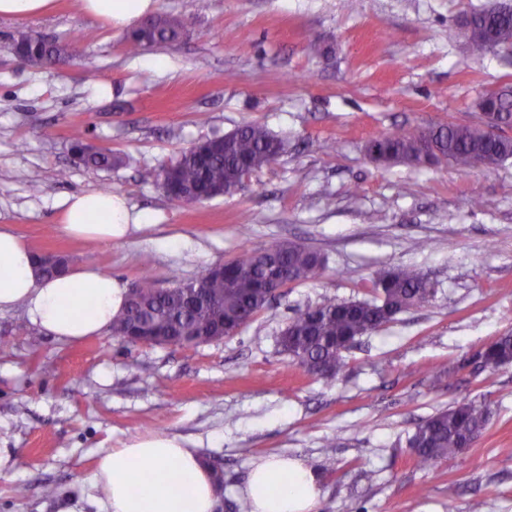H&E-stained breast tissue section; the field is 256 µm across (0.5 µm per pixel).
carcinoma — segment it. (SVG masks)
Segmentation results:
<instances>
[{"label":"carcinoma","mask_w":512,"mask_h":512,"mask_svg":"<svg viewBox=\"0 0 512 512\" xmlns=\"http://www.w3.org/2000/svg\"><path fill=\"white\" fill-rule=\"evenodd\" d=\"M476 32L468 40L475 56L512 50V11L498 8L471 12ZM182 21L166 19V26L150 32L138 28L126 38L128 50L137 53L174 40ZM21 54L28 60L59 58L68 54L57 41H27ZM505 120H512V91H487ZM379 155H393L419 166V155L446 158L460 167L494 168L512 158V138L490 137L479 124L449 123L425 129L401 127L373 138ZM286 148L285 141L261 124H245L231 133L199 141L173 162L143 173L173 200L200 203L218 192L230 194L244 188L243 178L269 164ZM73 157L84 165L110 169L126 159L110 150L89 146L80 129L70 138ZM325 266L318 252L284 241L269 247L268 259L250 251L214 267L201 276L173 288L157 289L143 282L127 294L123 310L113 318L112 335L122 336L133 321L153 324L167 336L189 342L194 336L216 332L220 327L248 323L269 303L268 286L314 278ZM373 300L327 301L299 311L280 336L283 352L312 375L329 378L340 368L347 343L372 333L394 316L427 301L435 293L423 270L414 267L375 271ZM478 358L491 368L512 362V336H501L485 346ZM492 411L488 405L470 400L451 406L424 420L408 437L407 445L419 460L433 463L455 456L482 434Z\"/></svg>","instance_id":"1"}]
</instances>
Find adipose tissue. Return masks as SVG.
I'll return each mask as SVG.
<instances>
[{
    "mask_svg": "<svg viewBox=\"0 0 512 512\" xmlns=\"http://www.w3.org/2000/svg\"><path fill=\"white\" fill-rule=\"evenodd\" d=\"M159 0H83L87 15L129 28L158 9ZM148 218L118 191L68 195L61 231L73 238L112 242ZM126 290L97 267L84 265L55 278L40 277L33 250L0 227V312L24 307L38 330L79 342L109 329ZM89 481L105 493L104 512H215L220 488L195 449L161 434L140 436L104 450ZM252 512H316L319 489L311 469L271 456L255 463L245 487Z\"/></svg>",
    "mask_w": 512,
    "mask_h": 512,
    "instance_id": "1",
    "label": "adipose tissue"
}]
</instances>
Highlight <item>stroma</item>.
<instances>
[{
  "label": "stroma",
  "instance_id": "1",
  "mask_svg": "<svg viewBox=\"0 0 512 512\" xmlns=\"http://www.w3.org/2000/svg\"><path fill=\"white\" fill-rule=\"evenodd\" d=\"M501 4L512 0H159L186 31L136 55L125 30L73 0L0 19V225L33 250L95 265L128 289L168 288L285 240L326 259L236 335L197 347L126 344L108 331L69 344L23 308L1 312L0 448L12 458L0 512H99L104 493L89 482L99 454L148 433L186 440L220 475L216 512L244 500L253 465L271 454L314 470L318 512H512V365L474 360L512 335V160L415 168L366 151L399 127L478 122V97L512 88V55L477 57L448 38L452 20ZM19 30L57 38L70 64L18 62L4 45ZM314 36L327 55L308 53ZM247 123L288 147L243 190L189 204L142 180ZM77 128L127 164L75 160ZM105 190L150 225L109 244L59 231L67 194ZM384 266L421 268L434 296L362 337L333 377L282 351L297 310L373 298ZM471 399L492 408L480 438L419 463L407 446L416 425Z\"/></svg>",
  "mask_w": 512,
  "mask_h": 512
}]
</instances>
